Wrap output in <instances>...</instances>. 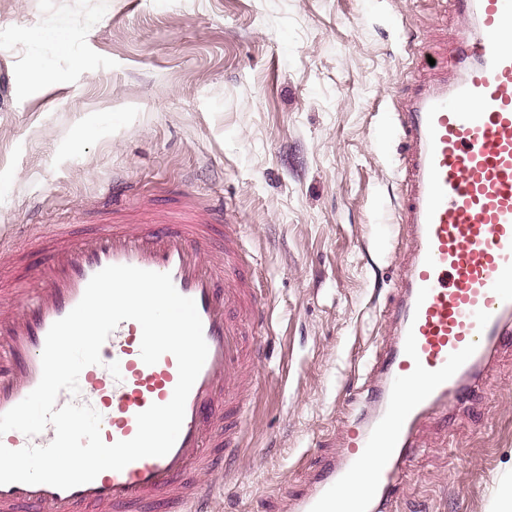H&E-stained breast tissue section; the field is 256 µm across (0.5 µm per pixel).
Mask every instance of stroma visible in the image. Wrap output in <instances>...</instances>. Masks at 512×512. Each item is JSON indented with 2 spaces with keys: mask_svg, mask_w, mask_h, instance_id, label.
Instances as JSON below:
<instances>
[{
  "mask_svg": "<svg viewBox=\"0 0 512 512\" xmlns=\"http://www.w3.org/2000/svg\"><path fill=\"white\" fill-rule=\"evenodd\" d=\"M67 21L71 51L30 41ZM429 0H0V303L35 287L50 237L142 224L182 201L238 225L267 306L246 444L203 512H289L369 409L393 341L398 131ZM40 56L48 83L28 70ZM398 512H491L512 473V351L431 415Z\"/></svg>",
  "mask_w": 512,
  "mask_h": 512,
  "instance_id": "stroma-1",
  "label": "stroma"
}]
</instances>
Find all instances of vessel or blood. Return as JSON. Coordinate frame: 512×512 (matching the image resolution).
Returning a JSON list of instances; mask_svg holds the SVG:
<instances>
[{
	"mask_svg": "<svg viewBox=\"0 0 512 512\" xmlns=\"http://www.w3.org/2000/svg\"><path fill=\"white\" fill-rule=\"evenodd\" d=\"M451 3V37L430 41L432 61L414 91L393 100L405 141L398 222L406 243L401 294L390 310L396 341L376 361L379 409L353 428L342 459L317 474L294 512H392L424 417L470 395L493 354L512 347V0ZM239 240L235 225L182 209L128 228L103 224L83 241L66 234L51 241L54 262L38 272L37 287L0 309V414L38 385L50 327L110 265L170 274L196 302L208 355L167 455L69 489L0 484V512H200L212 494L210 475L243 446L246 394L257 387L261 303ZM141 336L136 321L120 322L101 364L81 372L79 396L63 390L57 398L99 412L108 444L132 439L137 414L168 403L178 380L172 354L142 361ZM416 379L422 388L407 395ZM54 437L49 426L31 438L7 432L0 443L16 450ZM369 448L386 449L387 457L368 476ZM357 483L361 492L340 503L339 489Z\"/></svg>",
	"mask_w": 512,
	"mask_h": 512,
	"instance_id": "1",
	"label": "vessel or blood"
}]
</instances>
